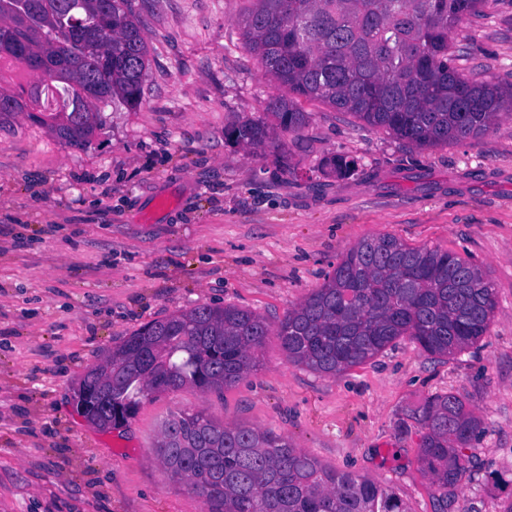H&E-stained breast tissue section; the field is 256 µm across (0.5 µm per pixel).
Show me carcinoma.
Instances as JSON below:
<instances>
[{
	"instance_id": "obj_1",
	"label": "carcinoma",
	"mask_w": 512,
	"mask_h": 512,
	"mask_svg": "<svg viewBox=\"0 0 512 512\" xmlns=\"http://www.w3.org/2000/svg\"><path fill=\"white\" fill-rule=\"evenodd\" d=\"M244 45L287 95L267 109L284 130L309 121L299 101L318 100L417 147L477 140L512 111V84L463 76L450 34L485 0H248ZM21 46L26 56L15 54ZM32 61L44 76L0 87V120L24 108L70 147L102 126L99 104L138 105L148 62L143 27L126 0H0V65ZM261 149L270 127L243 121L228 131ZM495 295L483 271L455 253L411 247L394 236L357 242L331 276L277 328L252 311L200 305L148 323L73 391L78 414L100 430L128 424L143 400L191 387L221 394L259 367L267 336L288 362L336 375L407 337L438 356L461 353L488 330ZM424 429L419 461L448 498L466 470L461 453L481 421L452 394L416 410ZM172 476L205 512H408L390 489L322 466L287 438L227 426L201 412L166 419L155 445Z\"/></svg>"
}]
</instances>
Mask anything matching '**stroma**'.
Returning <instances> with one entry per match:
<instances>
[{"instance_id": "stroma-1", "label": "stroma", "mask_w": 512, "mask_h": 512, "mask_svg": "<svg viewBox=\"0 0 512 512\" xmlns=\"http://www.w3.org/2000/svg\"><path fill=\"white\" fill-rule=\"evenodd\" d=\"M148 66L137 107L112 101L81 148L26 114L0 123V512H204L154 453L170 414L284 435L323 466L379 482L408 512H502L512 501V116L482 139L419 149L317 101L307 125L249 150L226 137L278 95L242 44L247 0H130ZM467 76L512 83V0L451 37ZM357 160L337 177L336 156ZM457 253L496 310L450 357L408 338L337 375L288 362L277 336L223 394L144 400L107 433L73 388L142 325L202 304L277 325L363 238ZM457 396L481 422L440 510L414 412Z\"/></svg>"}]
</instances>
